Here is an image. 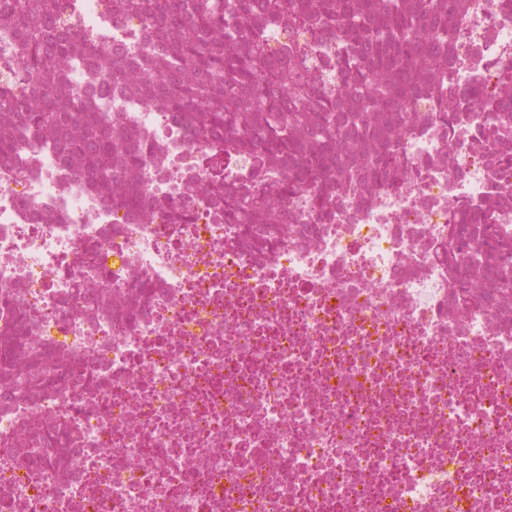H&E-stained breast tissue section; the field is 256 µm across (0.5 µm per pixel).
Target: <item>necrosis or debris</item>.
<instances>
[{"label":"necrosis or debris","instance_id":"1","mask_svg":"<svg viewBox=\"0 0 512 512\" xmlns=\"http://www.w3.org/2000/svg\"><path fill=\"white\" fill-rule=\"evenodd\" d=\"M118 2L50 25L98 47L55 62L59 99L140 147L111 191L0 117V512H512V102L469 96L512 61V9L464 15L454 125L424 80L393 187L331 169L322 210L147 91L173 36ZM264 3L281 93L301 75L357 110L325 20ZM282 0H267L266 7V20L268 22H288L300 23L306 20V13L304 7L293 10L288 14L282 12Z\"/></svg>","mask_w":512,"mask_h":512}]
</instances>
